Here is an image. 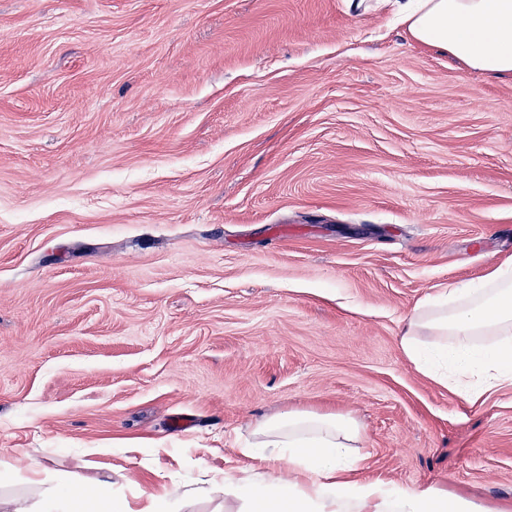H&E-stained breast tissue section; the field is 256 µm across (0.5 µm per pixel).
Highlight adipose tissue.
<instances>
[{"label": "adipose tissue", "mask_w": 512, "mask_h": 512, "mask_svg": "<svg viewBox=\"0 0 512 512\" xmlns=\"http://www.w3.org/2000/svg\"><path fill=\"white\" fill-rule=\"evenodd\" d=\"M408 37L494 78H512V0H390ZM405 357L424 375L466 401L512 382V259L491 263L476 281L420 302L399 336ZM243 454L253 472L224 475V495L237 512H491L469 495L437 485L398 489L353 477L364 455L363 427L338 414L292 411L258 422ZM287 461L291 481L258 473ZM77 474L48 489L39 504L0 503V512H68ZM101 499L111 476L91 480Z\"/></svg>", "instance_id": "obj_1"}]
</instances>
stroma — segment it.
Returning a JSON list of instances; mask_svg holds the SVG:
<instances>
[{
  "label": "stroma",
  "instance_id": "stroma-1",
  "mask_svg": "<svg viewBox=\"0 0 512 512\" xmlns=\"http://www.w3.org/2000/svg\"><path fill=\"white\" fill-rule=\"evenodd\" d=\"M507 256L512 80L389 9L0 0V499L235 512L254 421L306 410L365 427L360 480L512 500V384L470 405L398 345ZM87 477L82 474H75L66 483H60L48 489L38 506L39 510H32L34 504L28 499L14 498L0 502L1 510L4 512H68L67 505L74 501L75 490L87 483Z\"/></svg>",
  "mask_w": 512,
  "mask_h": 512
}]
</instances>
